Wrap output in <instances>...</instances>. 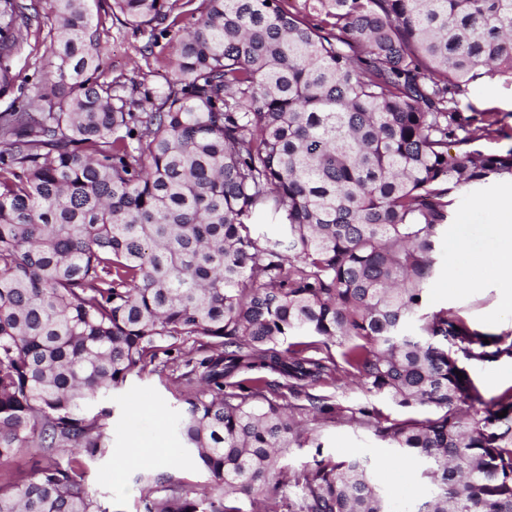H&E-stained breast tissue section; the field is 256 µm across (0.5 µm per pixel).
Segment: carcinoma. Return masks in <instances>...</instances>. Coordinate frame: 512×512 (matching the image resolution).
<instances>
[{"mask_svg": "<svg viewBox=\"0 0 512 512\" xmlns=\"http://www.w3.org/2000/svg\"><path fill=\"white\" fill-rule=\"evenodd\" d=\"M88 2L0 0V462L43 457L0 479V512H99L55 450L103 454L92 404L188 345L171 428L214 484L195 499L148 476L142 512H392L293 399L420 458L431 492L407 512H512V387L487 399L475 380L512 359V332L424 308L458 200L512 178V148L475 145L499 113L458 102L512 81V0H201L139 113L100 31L121 19L151 47L174 4ZM33 28L53 77L27 102L14 68ZM345 378L398 411L312 393ZM308 443L310 463H284ZM40 460L33 448H21L16 456L9 462H2L0 473L7 471L14 479L26 477L32 470L35 462Z\"/></svg>", "mask_w": 512, "mask_h": 512, "instance_id": "carcinoma-1", "label": "carcinoma"}]
</instances>
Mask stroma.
Instances as JSON below:
<instances>
[{
  "label": "stroma",
  "instance_id": "35a3bbf8",
  "mask_svg": "<svg viewBox=\"0 0 512 512\" xmlns=\"http://www.w3.org/2000/svg\"><path fill=\"white\" fill-rule=\"evenodd\" d=\"M173 34H162L153 49H146L147 38L131 26L107 23L100 37V48L110 78L126 86L127 96L138 112L149 111L148 93L164 85L171 76L169 58ZM463 105L472 111L495 109L501 122L500 131L483 140L485 151H503L512 147V82L502 79L481 80L466 87ZM512 197V184L495 185L480 195L461 199L451 223L435 243V273L427 290V307H453L462 310L482 331H512V312L497 305L505 282L489 276L487 269L469 270L477 285L456 292L448 289V268L461 257L448 248L449 239L464 238L468 251L493 259L502 244L492 238L487 227L498 220L495 202ZM182 387L173 379L156 375H129L123 390L115 393L109 404L111 413L103 420L110 437L108 450L96 457H83L87 486L100 512H141L143 478L149 474L171 476L173 482L205 491L212 482L168 425L179 412ZM306 426L316 429L323 450L344 458L351 455L368 459L372 472L383 489L393 512H402L412 501L428 496L429 487L420 477L422 464L410 454L385 448L368 430L345 422L313 421L301 415ZM155 448L167 449L165 463L129 462V455L146 453Z\"/></svg>",
  "mask_w": 512,
  "mask_h": 512
}]
</instances>
